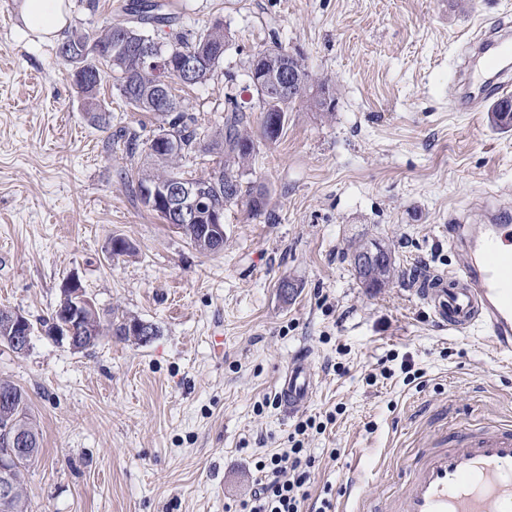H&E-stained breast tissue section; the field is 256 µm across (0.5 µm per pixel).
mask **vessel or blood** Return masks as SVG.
<instances>
[{
    "label": "vessel or blood",
    "mask_w": 512,
    "mask_h": 512,
    "mask_svg": "<svg viewBox=\"0 0 512 512\" xmlns=\"http://www.w3.org/2000/svg\"><path fill=\"white\" fill-rule=\"evenodd\" d=\"M478 48L497 75L490 96L512 85V26L482 33ZM486 221L451 225L456 262L417 280L413 293L434 321L452 332L482 327L497 357L512 360V222L494 201L483 205ZM316 389L306 355H295L277 382L290 413L304 409ZM402 490L387 512H512V424L461 419L435 448L417 449L403 467Z\"/></svg>",
    "instance_id": "1"
}]
</instances>
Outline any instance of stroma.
<instances>
[{"mask_svg":"<svg viewBox=\"0 0 512 512\" xmlns=\"http://www.w3.org/2000/svg\"><path fill=\"white\" fill-rule=\"evenodd\" d=\"M89 1L69 0L68 30L123 22L117 0ZM164 2L174 21L162 41L217 20L232 34L214 75L178 94L200 135L223 124L231 95L258 128L249 63L277 43L334 88V108L294 109L276 143H259L242 181L268 202L227 206L224 249L205 255L132 193L153 165L155 116L108 76L98 100L110 126L92 124L60 39L0 0V309L34 328L26 354L0 346V381L25 392L39 433L40 457L22 471L28 512H239L256 462L310 416L326 425L305 434L312 498L354 512V465L366 492L392 497L404 459L454 418L512 419V363L483 330L438 328L401 281L362 288L346 250L377 240L406 275L442 271L454 215L487 196L512 214V128L491 122L492 98L466 112L448 101L463 63L484 68L469 42L512 22V0ZM115 237L133 255L111 256ZM73 272L100 311L150 322L155 336L107 333L81 352L45 336ZM301 351L318 387L288 414L275 379Z\"/></svg>","mask_w":512,"mask_h":512,"instance_id":"35a3bbf8","label":"stroma"}]
</instances>
